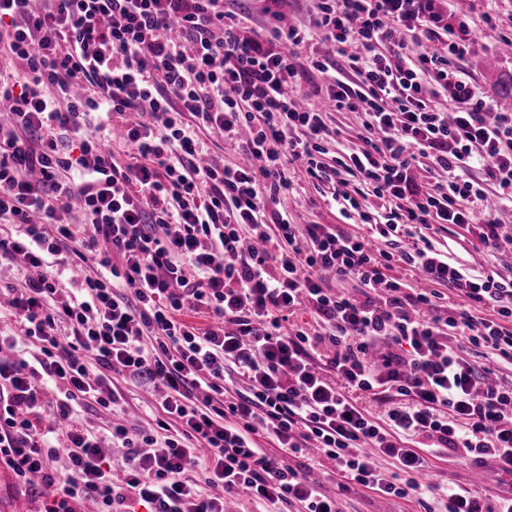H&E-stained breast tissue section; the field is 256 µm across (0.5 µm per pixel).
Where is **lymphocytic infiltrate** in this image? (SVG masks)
<instances>
[{"instance_id":"obj_1","label":"lymphocytic infiltrate","mask_w":512,"mask_h":512,"mask_svg":"<svg viewBox=\"0 0 512 512\" xmlns=\"http://www.w3.org/2000/svg\"><path fill=\"white\" fill-rule=\"evenodd\" d=\"M263 2L255 30L224 0H0V258L27 268L0 308L40 346L0 357V465L18 486L39 479L40 512H225L233 495L340 512L310 451L335 462L340 492L512 512V494L420 480L442 455L512 466V386L459 353L464 338L512 361V279L466 272L427 235L467 224L492 245L512 212V113L462 66L473 31L453 0H317L304 29ZM315 76L362 117L363 148L336 167L325 114L300 94ZM117 121L123 162L106 146ZM208 133L241 161L209 162ZM298 161L383 223L367 238L294 223L277 205ZM90 257L59 288L51 265ZM396 263L412 282L389 276ZM445 287L467 308L436 315ZM123 381L160 392L157 433L79 422L120 406Z\"/></svg>"}]
</instances>
